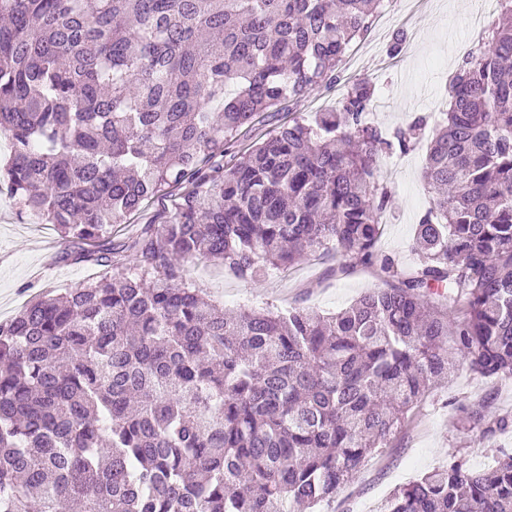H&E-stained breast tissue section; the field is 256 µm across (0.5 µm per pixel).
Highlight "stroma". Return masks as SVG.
Segmentation results:
<instances>
[{
	"label": "stroma",
	"mask_w": 512,
	"mask_h": 512,
	"mask_svg": "<svg viewBox=\"0 0 512 512\" xmlns=\"http://www.w3.org/2000/svg\"><path fill=\"white\" fill-rule=\"evenodd\" d=\"M472 0H397L373 21L365 37L346 50L337 80L311 90L306 97L283 102L279 111L260 115L254 128L232 151L242 154L249 143L292 119L312 120L315 113L336 107L350 80L368 78L381 112L367 118L391 131L415 115L431 120L446 109L447 82L457 71L472 39ZM402 35L399 54H390L395 35ZM426 147L379 157L378 170L391 190L378 243L400 268L415 262L414 231L432 194L422 179ZM65 245L52 225L31 219L14 198L0 194V322L9 321L34 295L56 294L95 280L97 266L62 259ZM334 254L318 251L298 265L271 269L246 283L210 262L187 265L184 276L205 296L228 310H285L291 306L333 314L365 291L383 287L374 271L355 269L335 274ZM479 407L486 417L512 415V385L463 371L435 389L398 430L389 448L364 466L360 477L344 485L322 512H382L389 495L450 459L465 457L476 470L492 463L501 451L512 452V432L481 438L479 430L460 427L461 409Z\"/></svg>",
	"instance_id": "obj_1"
}]
</instances>
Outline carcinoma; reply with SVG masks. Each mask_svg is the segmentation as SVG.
<instances>
[{"label": "carcinoma", "instance_id": "carcinoma-1", "mask_svg": "<svg viewBox=\"0 0 512 512\" xmlns=\"http://www.w3.org/2000/svg\"><path fill=\"white\" fill-rule=\"evenodd\" d=\"M448 83L428 149L433 205L405 271L376 249L391 191L375 86L283 124L228 162L263 112L336 79L384 0H0V193L52 224L99 280L0 323V512H305L457 367L512 384V0ZM174 209L129 243L144 200ZM333 251L385 287L319 315H230L183 278L243 282ZM134 256L136 271L125 263ZM482 436L512 417L461 419ZM385 512H512V453L458 457ZM170 199H173V197L150 201L139 212L132 215L126 223L115 224L112 227V243L115 245L123 244L129 237L140 232L146 224H158L164 216L163 213L170 207Z\"/></svg>", "mask_w": 512, "mask_h": 512}]
</instances>
